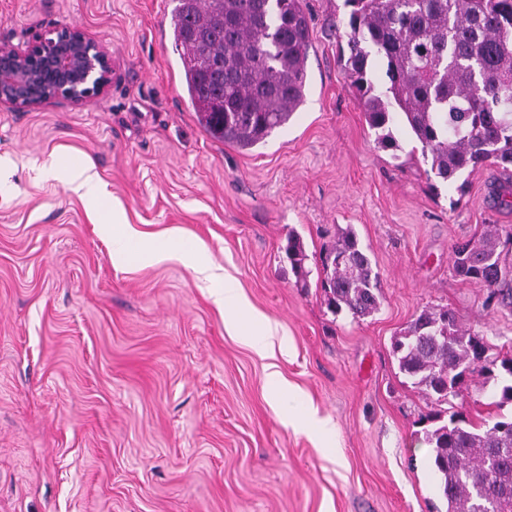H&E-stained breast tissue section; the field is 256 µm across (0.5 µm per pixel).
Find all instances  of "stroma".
<instances>
[{
    "mask_svg": "<svg viewBox=\"0 0 512 512\" xmlns=\"http://www.w3.org/2000/svg\"><path fill=\"white\" fill-rule=\"evenodd\" d=\"M310 19L305 103L242 152L199 125L170 34L172 0H0V41L76 26L118 64L80 107L0 105V512H446L424 441L447 423L404 375L392 341L429 307L512 357V308L455 275L453 242L512 226L485 167L466 187L427 176L396 119L382 149L340 65L344 0H300ZM91 163L96 206L49 158ZM147 238L203 243L208 261L276 324L273 356L230 332L178 259L117 265L113 214ZM352 227L381 281L380 308L331 313L321 253ZM305 246L297 279L289 234ZM276 367L298 415L286 424L265 385ZM479 424L512 414L480 379L454 405Z\"/></svg>",
    "mask_w": 512,
    "mask_h": 512,
    "instance_id": "stroma-1",
    "label": "stroma"
}]
</instances>
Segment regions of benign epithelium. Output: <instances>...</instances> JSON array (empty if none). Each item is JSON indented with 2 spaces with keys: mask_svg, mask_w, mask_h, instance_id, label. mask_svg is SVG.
I'll list each match as a JSON object with an SVG mask.
<instances>
[{
  "mask_svg": "<svg viewBox=\"0 0 512 512\" xmlns=\"http://www.w3.org/2000/svg\"><path fill=\"white\" fill-rule=\"evenodd\" d=\"M111 83V53L78 27H55L24 48L0 41V104L17 112L57 97L79 106Z\"/></svg>",
  "mask_w": 512,
  "mask_h": 512,
  "instance_id": "1",
  "label": "benign epithelium"
}]
</instances>
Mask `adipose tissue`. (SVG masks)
Instances as JSON below:
<instances>
[{"mask_svg": "<svg viewBox=\"0 0 512 512\" xmlns=\"http://www.w3.org/2000/svg\"><path fill=\"white\" fill-rule=\"evenodd\" d=\"M109 230L116 245L118 263L148 265L160 262L170 255H178L199 280L213 285L214 301L224 311L231 328H239L243 319L252 318L250 308L235 282L225 277L222 267L202 260L201 245H188L173 237L139 240L129 225L120 221L110 224Z\"/></svg>", "mask_w": 512, "mask_h": 512, "instance_id": "adipose-tissue-1", "label": "adipose tissue"}]
</instances>
